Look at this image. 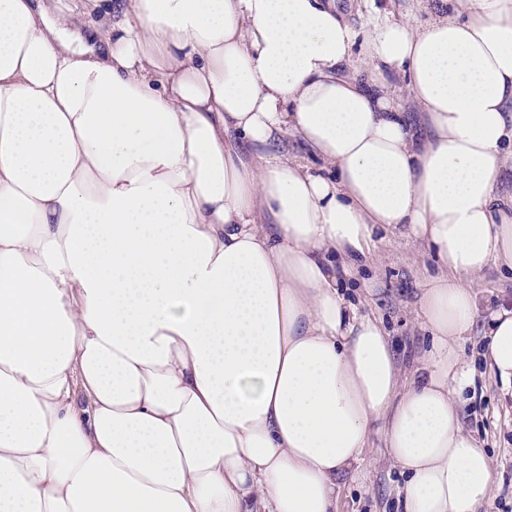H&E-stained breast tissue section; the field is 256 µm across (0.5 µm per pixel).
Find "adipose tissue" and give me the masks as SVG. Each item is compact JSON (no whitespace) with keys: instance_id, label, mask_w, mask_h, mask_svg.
Here are the masks:
<instances>
[{"instance_id":"1","label":"adipose tissue","mask_w":512,"mask_h":512,"mask_svg":"<svg viewBox=\"0 0 512 512\" xmlns=\"http://www.w3.org/2000/svg\"><path fill=\"white\" fill-rule=\"evenodd\" d=\"M461 2L362 34L334 0H109L77 39L0 0V512H336L378 423L404 512H478L456 345L512 268V0ZM288 131L332 175L268 154ZM379 224L441 269L407 380L338 290ZM486 336L512 389V310Z\"/></svg>"}]
</instances>
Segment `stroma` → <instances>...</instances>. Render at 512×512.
Wrapping results in <instances>:
<instances>
[{
  "mask_svg": "<svg viewBox=\"0 0 512 512\" xmlns=\"http://www.w3.org/2000/svg\"><path fill=\"white\" fill-rule=\"evenodd\" d=\"M337 6L356 29H368L380 11L412 7L417 24L437 14V0H337ZM436 262L420 240L396 232H378L372 252L345 282L341 295L359 312L378 318L391 338L396 364L409 376L414 361L428 346L419 297ZM479 306L471 331L460 342L473 376L466 390L464 423L488 448L494 459V477L479 512H512V400L501 394L486 357L485 326L491 312L512 307V270L490 267L470 282ZM383 439L374 435L366 461L357 472L338 480L336 512H398L406 484L402 472L382 455Z\"/></svg>",
  "mask_w": 512,
  "mask_h": 512,
  "instance_id": "1",
  "label": "stroma"
}]
</instances>
